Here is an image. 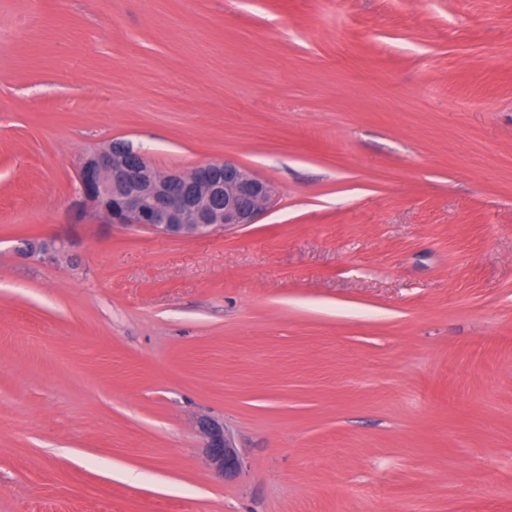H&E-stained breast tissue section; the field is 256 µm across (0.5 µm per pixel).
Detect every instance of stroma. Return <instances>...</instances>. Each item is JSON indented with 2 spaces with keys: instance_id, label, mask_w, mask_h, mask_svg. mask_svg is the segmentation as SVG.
Instances as JSON below:
<instances>
[{
  "instance_id": "1",
  "label": "stroma",
  "mask_w": 512,
  "mask_h": 512,
  "mask_svg": "<svg viewBox=\"0 0 512 512\" xmlns=\"http://www.w3.org/2000/svg\"><path fill=\"white\" fill-rule=\"evenodd\" d=\"M112 139L278 203L85 217ZM0 512H512V0H0ZM69 239L49 238L34 239L25 242L20 250L25 257H37L41 260H54L56 254L62 251L66 243H70ZM201 427L210 467L223 479L235 478L242 470L243 461L234 437L217 421H203Z\"/></svg>"
}]
</instances>
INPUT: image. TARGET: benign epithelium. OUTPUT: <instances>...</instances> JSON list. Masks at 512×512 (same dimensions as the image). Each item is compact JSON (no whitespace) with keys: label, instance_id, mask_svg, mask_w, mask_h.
<instances>
[{"label":"benign epithelium","instance_id":"7a95c632","mask_svg":"<svg viewBox=\"0 0 512 512\" xmlns=\"http://www.w3.org/2000/svg\"><path fill=\"white\" fill-rule=\"evenodd\" d=\"M77 205L107 224H137L169 236L194 238L216 228L254 224L277 203L274 183L235 161L212 160L189 171H158L124 140H112L80 158ZM68 240L34 239L21 254L53 260ZM205 448L215 474L232 479L243 461L234 437L217 421H203Z\"/></svg>","mask_w":512,"mask_h":512}]
</instances>
